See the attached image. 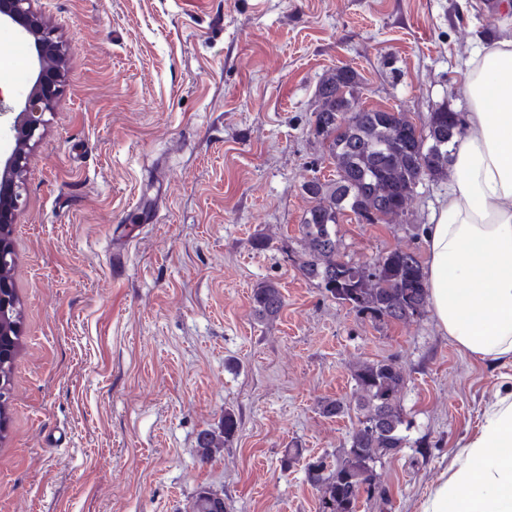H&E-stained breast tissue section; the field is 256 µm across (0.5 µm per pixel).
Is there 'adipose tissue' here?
Listing matches in <instances>:
<instances>
[{
    "instance_id": "ef3b65f1",
    "label": "adipose tissue",
    "mask_w": 512,
    "mask_h": 512,
    "mask_svg": "<svg viewBox=\"0 0 512 512\" xmlns=\"http://www.w3.org/2000/svg\"><path fill=\"white\" fill-rule=\"evenodd\" d=\"M448 194L425 227L436 321L463 351L512 359V39L470 60ZM423 512H512V392L498 397L460 467Z\"/></svg>"
}]
</instances>
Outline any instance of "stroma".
<instances>
[{
    "mask_svg": "<svg viewBox=\"0 0 512 512\" xmlns=\"http://www.w3.org/2000/svg\"><path fill=\"white\" fill-rule=\"evenodd\" d=\"M501 2L35 0L65 80L12 229L23 345L0 512H189L202 486L231 512H317L305 466L356 424L319 404L351 399L355 364L384 358L406 374L408 441L378 470L384 496L358 512H422L512 388V362L460 350L430 311L372 323L298 271L302 186L336 176L313 127L317 89L348 64L356 107L419 125L443 105L467 111V61L512 38ZM35 71L0 26V93L21 104ZM447 190L427 179L396 220L343 219L341 253L424 254ZM268 281L284 307L261 321L252 294ZM228 411L234 439L202 459V431Z\"/></svg>",
    "mask_w": 512,
    "mask_h": 512,
    "instance_id": "stroma-1",
    "label": "stroma"
}]
</instances>
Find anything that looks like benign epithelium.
Listing matches in <instances>:
<instances>
[{"label":"benign epithelium","instance_id":"7a95c632","mask_svg":"<svg viewBox=\"0 0 512 512\" xmlns=\"http://www.w3.org/2000/svg\"><path fill=\"white\" fill-rule=\"evenodd\" d=\"M34 0H0V19L15 24L21 36L34 41L38 49L40 69L25 97L23 108L14 123L4 134L10 138L11 151L0 166V266L9 263L11 243L8 231L22 206L24 175L28 151L44 134L47 120L62 87L61 74L57 66L45 61H56L61 55V46L53 39L45 20L33 8Z\"/></svg>","mask_w":512,"mask_h":512}]
</instances>
